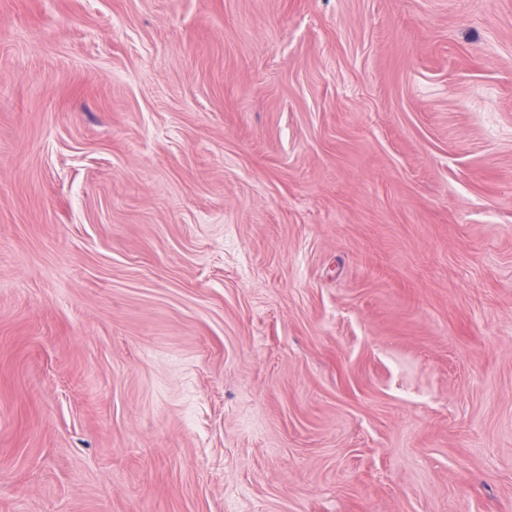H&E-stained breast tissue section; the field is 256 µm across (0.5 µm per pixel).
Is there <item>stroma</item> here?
I'll return each mask as SVG.
<instances>
[{
  "mask_svg": "<svg viewBox=\"0 0 512 512\" xmlns=\"http://www.w3.org/2000/svg\"><path fill=\"white\" fill-rule=\"evenodd\" d=\"M0 512H512V0H0Z\"/></svg>",
  "mask_w": 512,
  "mask_h": 512,
  "instance_id": "stroma-1",
  "label": "stroma"
}]
</instances>
